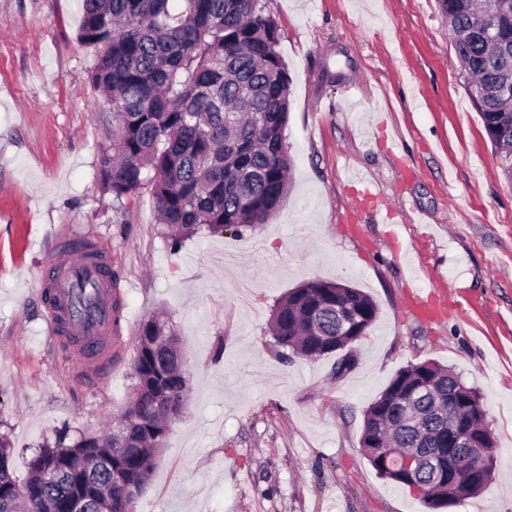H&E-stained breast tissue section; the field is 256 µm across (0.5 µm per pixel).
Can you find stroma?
<instances>
[{
    "mask_svg": "<svg viewBox=\"0 0 512 512\" xmlns=\"http://www.w3.org/2000/svg\"><path fill=\"white\" fill-rule=\"evenodd\" d=\"M289 78L291 183L267 224L200 232L171 249L150 189L119 203L99 182L112 115L77 41L78 0H0V434L14 472L60 431L95 432L124 407L139 324L164 314L190 380L134 512H430L360 447L365 410L412 363L476 387L495 438L489 489L442 512H512V182L457 67L436 0H266ZM360 101L345 95L349 82ZM394 209L351 210L365 189ZM112 250L123 343L112 372L72 375L45 339L32 283L72 231ZM312 280L376 302L336 356L284 359L276 303ZM246 281L255 302L239 305ZM448 296L440 322L407 309Z\"/></svg>",
    "mask_w": 512,
    "mask_h": 512,
    "instance_id": "1",
    "label": "stroma"
}]
</instances>
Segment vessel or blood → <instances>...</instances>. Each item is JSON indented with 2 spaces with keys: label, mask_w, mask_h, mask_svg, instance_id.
Returning a JSON list of instances; mask_svg holds the SVG:
<instances>
[{
  "label": "vessel or blood",
  "mask_w": 512,
  "mask_h": 512,
  "mask_svg": "<svg viewBox=\"0 0 512 512\" xmlns=\"http://www.w3.org/2000/svg\"><path fill=\"white\" fill-rule=\"evenodd\" d=\"M112 255L84 233L46 253L36 281L46 297L47 340L60 346L84 378H98L112 367Z\"/></svg>",
  "instance_id": "b4317fda"
}]
</instances>
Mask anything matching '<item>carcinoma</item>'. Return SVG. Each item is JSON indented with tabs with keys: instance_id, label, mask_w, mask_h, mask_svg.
Wrapping results in <instances>:
<instances>
[{
	"instance_id": "obj_1",
	"label": "carcinoma",
	"mask_w": 512,
	"mask_h": 512,
	"mask_svg": "<svg viewBox=\"0 0 512 512\" xmlns=\"http://www.w3.org/2000/svg\"><path fill=\"white\" fill-rule=\"evenodd\" d=\"M474 108L491 145L502 152L512 182V0H437ZM81 45L95 50L92 83L112 112V144L101 148L99 181L118 202L150 187L172 248L201 229L214 235L266 223L283 202L291 159L284 143L289 118L288 74L278 51L280 26L264 0H81ZM358 316L368 335L378 317L374 300L339 282L309 281L289 289L271 317L285 358L317 360L338 352L339 327ZM134 384L122 425L126 447H88L84 435H59L31 458L27 476L14 474L13 449L0 437V512H18L29 493L68 497L92 487L108 512H132L136 498L123 483L146 488L171 414L158 408L166 395L181 415L189 389L180 345L153 346L150 321L137 329ZM421 378L432 395L414 405L405 424L399 394ZM483 402L451 368L422 362L400 370L365 410L362 451L377 474L394 483L422 484L423 502L451 506L487 490L493 455L440 443L448 418L441 404ZM386 448H419L444 471L414 478L390 467Z\"/></svg>"
}]
</instances>
